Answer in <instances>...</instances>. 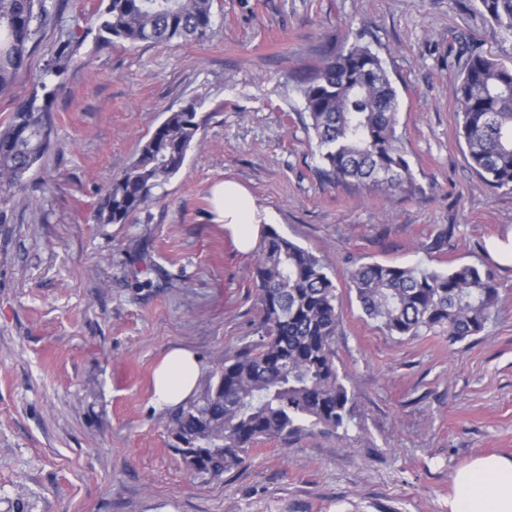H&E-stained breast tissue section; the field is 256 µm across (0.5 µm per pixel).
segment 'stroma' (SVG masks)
Here are the masks:
<instances>
[{"instance_id":"35a3bbf8","label":"stroma","mask_w":512,"mask_h":512,"mask_svg":"<svg viewBox=\"0 0 512 512\" xmlns=\"http://www.w3.org/2000/svg\"><path fill=\"white\" fill-rule=\"evenodd\" d=\"M200 42L87 35L51 103L54 129L14 205L0 209V512H448L471 459H512V192L491 190L457 138L454 86L471 43L512 66L478 0H214ZM57 34L41 33L11 94L38 88ZM361 37L400 102L398 131L424 193L385 199L316 176L289 73ZM197 103L182 172L130 224H98L107 187L167 110ZM231 179L337 287L336 364L352 420L266 439L217 479L190 474L155 408L175 347L203 375L256 337L254 254L214 219ZM447 232L448 243L435 239ZM377 261L491 271L499 297L477 335L396 336L349 288Z\"/></svg>"}]
</instances>
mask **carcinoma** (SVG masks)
I'll use <instances>...</instances> for the list:
<instances>
[{"label": "carcinoma", "instance_id": "obj_1", "mask_svg": "<svg viewBox=\"0 0 512 512\" xmlns=\"http://www.w3.org/2000/svg\"><path fill=\"white\" fill-rule=\"evenodd\" d=\"M213 2L106 0L91 26L105 42L202 41L214 23ZM479 3L512 38V0ZM58 17L54 0H0V94L12 89L46 21ZM79 49L80 42L60 30L40 73L41 94L19 100L0 130L1 206L14 200L24 174L49 145L50 106ZM292 79L309 119L321 182L404 200L424 193L398 133V94L378 54L346 38ZM455 98L472 169L491 189L512 191V67L468 48ZM199 127L196 104L168 111L112 180L94 222L132 223L181 172ZM254 278L258 338L222 362L170 417L173 448L194 475L219 478L242 464L259 441L286 440L305 423L337 430L351 420L350 379L339 371L334 350L341 310L326 268L269 227ZM350 290L363 313L390 334L438 329L451 344L485 328L499 295L489 272L467 264L439 271L367 262L351 273Z\"/></svg>", "mask_w": 512, "mask_h": 512}]
</instances>
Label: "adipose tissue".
I'll list each match as a JSON object with an SVG mask.
<instances>
[{
	"mask_svg": "<svg viewBox=\"0 0 512 512\" xmlns=\"http://www.w3.org/2000/svg\"><path fill=\"white\" fill-rule=\"evenodd\" d=\"M218 221L229 231L239 250L250 251L268 223V212L241 184L224 181L215 187ZM201 366L185 348L171 349L155 370L153 404L158 408L181 404L194 392ZM450 512H512V459L480 456L459 467L453 477Z\"/></svg>",
	"mask_w": 512,
	"mask_h": 512,
	"instance_id": "obj_1",
	"label": "adipose tissue"
}]
</instances>
